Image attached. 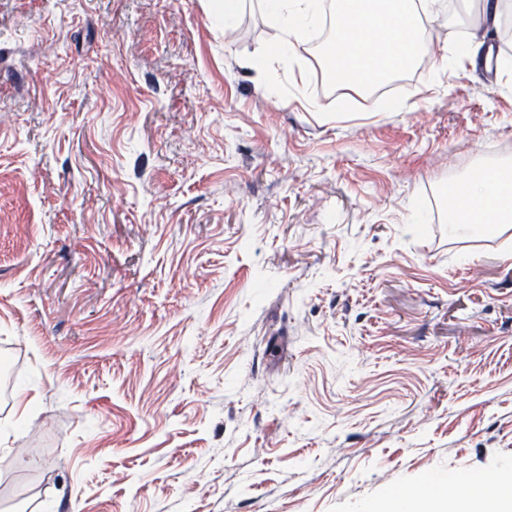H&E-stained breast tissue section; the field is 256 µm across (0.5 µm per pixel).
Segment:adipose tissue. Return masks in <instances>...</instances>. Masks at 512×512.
<instances>
[{
	"instance_id": "adipose-tissue-1",
	"label": "adipose tissue",
	"mask_w": 512,
	"mask_h": 512,
	"mask_svg": "<svg viewBox=\"0 0 512 512\" xmlns=\"http://www.w3.org/2000/svg\"><path fill=\"white\" fill-rule=\"evenodd\" d=\"M439 0H336L335 27L327 53L337 77L358 81L372 66L397 73L408 65L407 53L420 34V18L433 14ZM268 20L278 31L272 57L294 53L319 19L317 0H261ZM460 197L472 199L466 210L449 208L448 230L466 234L493 210L503 224L512 223V174L465 176Z\"/></svg>"
}]
</instances>
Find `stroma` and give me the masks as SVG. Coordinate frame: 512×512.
<instances>
[{
	"label": "stroma",
	"instance_id": "1",
	"mask_svg": "<svg viewBox=\"0 0 512 512\" xmlns=\"http://www.w3.org/2000/svg\"><path fill=\"white\" fill-rule=\"evenodd\" d=\"M425 24L325 94L246 0H0V512H405L512 490V228L448 232L512 144ZM454 477L456 488L435 490ZM242 0H210V13L218 18H224V28H231L238 16Z\"/></svg>",
	"mask_w": 512,
	"mask_h": 512
}]
</instances>
